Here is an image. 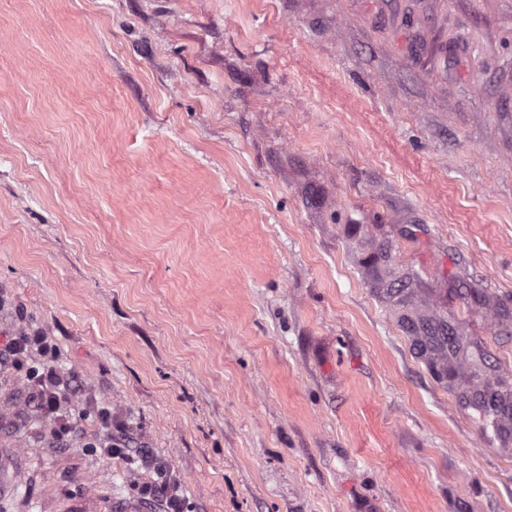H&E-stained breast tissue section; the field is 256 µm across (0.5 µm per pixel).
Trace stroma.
Returning <instances> with one entry per match:
<instances>
[{
    "label": "stroma",
    "mask_w": 512,
    "mask_h": 512,
    "mask_svg": "<svg viewBox=\"0 0 512 512\" xmlns=\"http://www.w3.org/2000/svg\"><path fill=\"white\" fill-rule=\"evenodd\" d=\"M445 327L464 353L440 343ZM0 512H512V0H0ZM36 350L41 360L36 365L29 364L30 353ZM58 347L43 332L18 331L14 336L1 339L0 365L5 361L11 369L24 371L30 382V399L36 411L43 418L53 422V438L60 444L68 443L77 437L76 423L72 414L62 406L64 398L59 393L60 386L65 387L59 368ZM97 420L101 434L89 443L92 446L90 448H99L100 453L108 457L130 456L127 453L128 449L118 442L112 434V411L108 408L98 409ZM129 459L134 460V457L130 456ZM142 467L153 471V478L141 487V494L149 501L160 503L163 512H184V503L179 494L180 481L165 463L153 456L148 448L137 453Z\"/></svg>",
    "instance_id": "1"
}]
</instances>
